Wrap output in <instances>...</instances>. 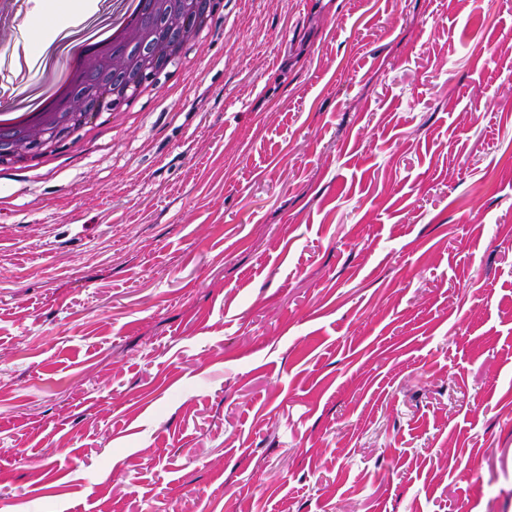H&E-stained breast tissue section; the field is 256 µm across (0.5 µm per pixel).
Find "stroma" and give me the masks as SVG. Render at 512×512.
I'll list each match as a JSON object with an SVG mask.
<instances>
[{"mask_svg":"<svg viewBox=\"0 0 512 512\" xmlns=\"http://www.w3.org/2000/svg\"><path fill=\"white\" fill-rule=\"evenodd\" d=\"M187 56L0 166V512H512V0H224Z\"/></svg>","mask_w":512,"mask_h":512,"instance_id":"stroma-1","label":"stroma"}]
</instances>
